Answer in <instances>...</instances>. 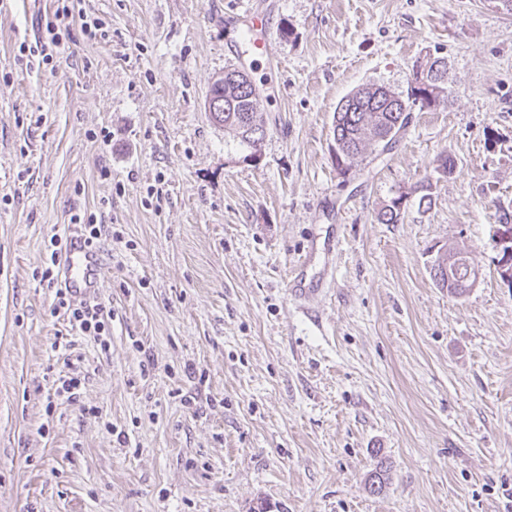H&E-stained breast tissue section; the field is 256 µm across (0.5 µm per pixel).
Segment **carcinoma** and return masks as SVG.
<instances>
[{"label": "carcinoma", "mask_w": 512, "mask_h": 512, "mask_svg": "<svg viewBox=\"0 0 512 512\" xmlns=\"http://www.w3.org/2000/svg\"><path fill=\"white\" fill-rule=\"evenodd\" d=\"M428 76L423 72L415 74L414 82L409 85L406 94L393 93V97L384 94L378 96L369 87L359 88L350 93L355 111H336L333 116V136L342 145V150L349 155L346 168H351L360 158L368 145L375 143L386 148L395 140L396 135L408 122L409 112L416 105L429 108L436 104L443 94L427 88ZM209 94L224 101L222 126L233 135L240 146L254 150L251 129L264 128L258 117L260 102L257 97H250V92L240 89L229 79L212 82ZM401 218V207L396 201L385 206L377 216L382 224H396ZM455 257L459 261L460 275L467 273V264L473 262L470 253L464 249H446L436 253L431 265V274L437 285L448 289V293L461 295L464 290L457 287V279H448L442 270L440 260Z\"/></svg>", "instance_id": "carcinoma-1"}]
</instances>
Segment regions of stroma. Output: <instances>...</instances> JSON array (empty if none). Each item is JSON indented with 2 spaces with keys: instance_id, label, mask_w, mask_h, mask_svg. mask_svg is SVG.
<instances>
[{
  "instance_id": "35a3bbf8",
  "label": "stroma",
  "mask_w": 512,
  "mask_h": 512,
  "mask_svg": "<svg viewBox=\"0 0 512 512\" xmlns=\"http://www.w3.org/2000/svg\"><path fill=\"white\" fill-rule=\"evenodd\" d=\"M64 3L0 0V512H512V287L492 241L512 209V14L78 0L105 38L75 24L52 62H19ZM248 3L273 26L256 163L204 110ZM436 56L447 98L339 170L340 100L406 92ZM89 213L109 346L64 349L69 315L36 274ZM442 245L482 268L463 297L430 276ZM73 356L75 403L55 393Z\"/></svg>"
}]
</instances>
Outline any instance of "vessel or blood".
<instances>
[{"mask_svg":"<svg viewBox=\"0 0 512 512\" xmlns=\"http://www.w3.org/2000/svg\"><path fill=\"white\" fill-rule=\"evenodd\" d=\"M246 29L255 32L256 37L250 44L239 45L235 50L237 58L254 63L268 55V36L271 24L266 16L247 11L238 16ZM58 267L63 287L68 288L72 296L90 295L102 275V265L96 248L89 245L82 236L71 235L62 253L58 257Z\"/></svg>","mask_w":512,"mask_h":512,"instance_id":"1","label":"vessel or blood"}]
</instances>
